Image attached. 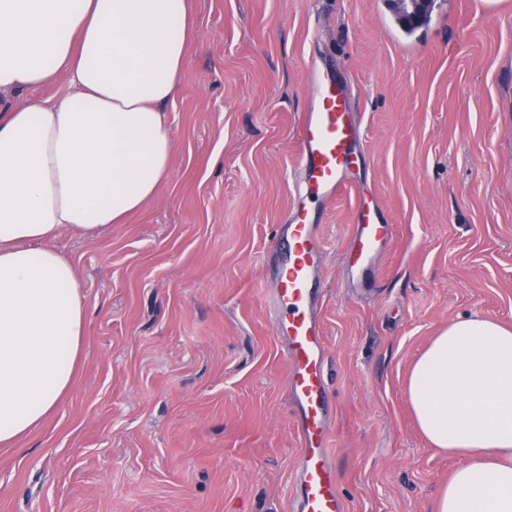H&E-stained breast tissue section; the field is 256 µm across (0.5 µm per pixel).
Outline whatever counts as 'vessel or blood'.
I'll return each instance as SVG.
<instances>
[{
	"mask_svg": "<svg viewBox=\"0 0 512 512\" xmlns=\"http://www.w3.org/2000/svg\"><path fill=\"white\" fill-rule=\"evenodd\" d=\"M310 79L314 94L298 125V166L303 180L270 247L276 263L267 304L287 369L299 441L291 512H347L332 451L334 407L319 316L326 248L314 208L328 206L346 189L362 140L344 81L316 70ZM394 235V225L378 211L359 205L346 250L349 269L367 275Z\"/></svg>",
	"mask_w": 512,
	"mask_h": 512,
	"instance_id": "1",
	"label": "vessel or blood"
}]
</instances>
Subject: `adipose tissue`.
<instances>
[{"mask_svg":"<svg viewBox=\"0 0 512 512\" xmlns=\"http://www.w3.org/2000/svg\"><path fill=\"white\" fill-rule=\"evenodd\" d=\"M189 0H0V446L69 391L86 306L54 242L94 238L168 179ZM66 78L58 98L32 90ZM408 402L435 447L465 455L434 512H512V329L449 323L413 364Z\"/></svg>","mask_w":512,"mask_h":512,"instance_id":"adipose-tissue-1","label":"adipose tissue"}]
</instances>
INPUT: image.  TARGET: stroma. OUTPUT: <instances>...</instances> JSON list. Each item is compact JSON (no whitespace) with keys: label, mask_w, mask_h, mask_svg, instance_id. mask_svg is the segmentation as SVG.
I'll return each instance as SVG.
<instances>
[{"label":"stroma","mask_w":512,"mask_h":512,"mask_svg":"<svg viewBox=\"0 0 512 512\" xmlns=\"http://www.w3.org/2000/svg\"><path fill=\"white\" fill-rule=\"evenodd\" d=\"M169 179L125 223L56 246L87 307L74 383L0 447V512H290L298 439L263 297L300 181L311 67L347 82L364 145L324 211L320 318L350 512H432L460 465L405 395L448 323L512 327V0H435L406 32L389 0H194ZM395 238L344 260L359 196Z\"/></svg>","instance_id":"35a3bbf8"}]
</instances>
